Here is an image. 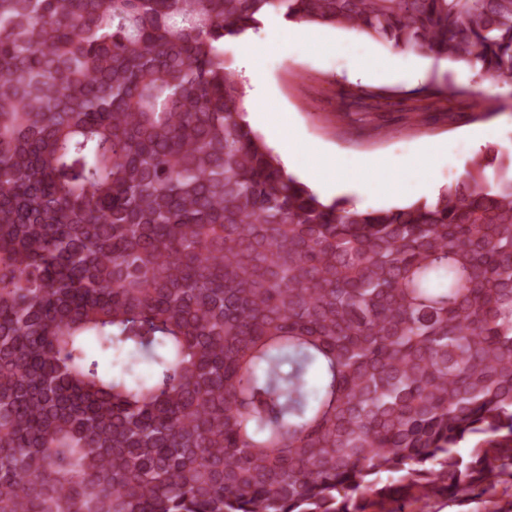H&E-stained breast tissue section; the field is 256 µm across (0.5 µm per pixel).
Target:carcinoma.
<instances>
[{"instance_id": "carcinoma-1", "label": "carcinoma", "mask_w": 512, "mask_h": 512, "mask_svg": "<svg viewBox=\"0 0 512 512\" xmlns=\"http://www.w3.org/2000/svg\"><path fill=\"white\" fill-rule=\"evenodd\" d=\"M280 14L512 84V0H0V512L512 487V153L401 208L322 198L224 57Z\"/></svg>"}]
</instances>
